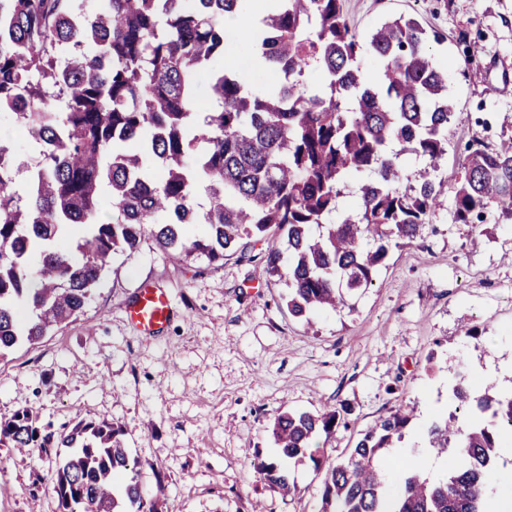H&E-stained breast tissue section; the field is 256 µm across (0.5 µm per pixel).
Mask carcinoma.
<instances>
[{"instance_id": "obj_1", "label": "carcinoma", "mask_w": 512, "mask_h": 512, "mask_svg": "<svg viewBox=\"0 0 512 512\" xmlns=\"http://www.w3.org/2000/svg\"><path fill=\"white\" fill-rule=\"evenodd\" d=\"M273 2L256 51L280 82L261 92L224 68L236 51L224 18H250L249 0H0V112L36 151L26 160L0 137V358L77 320L114 256L147 234L186 263L266 245L288 312L307 321L348 306L392 248L421 236L448 193L453 101L431 49L444 36L400 14L363 37L342 0ZM366 56L380 65L373 82ZM403 153L423 167L406 172ZM352 176L363 177L356 204L338 220ZM494 215L512 219V139L470 148L454 187L455 221L478 229ZM76 227L84 235L63 246ZM451 394L474 417L464 428L439 419L427 440L460 457L437 478L405 472L389 511L383 454L411 419L399 409L341 460L320 455L340 411L281 412L278 457L255 472L288 495L283 462L310 459L323 472L320 512H484L512 392L477 396L459 378ZM0 445L57 457L63 512H160L159 496L127 480L137 462L112 421L52 432L22 411L0 423Z\"/></svg>"}]
</instances>
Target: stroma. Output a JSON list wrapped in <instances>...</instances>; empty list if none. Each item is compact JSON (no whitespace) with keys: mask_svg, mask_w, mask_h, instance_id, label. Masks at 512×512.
<instances>
[{"mask_svg":"<svg viewBox=\"0 0 512 512\" xmlns=\"http://www.w3.org/2000/svg\"><path fill=\"white\" fill-rule=\"evenodd\" d=\"M360 34L388 18L416 17L444 34L436 46L455 101L441 174L455 182L468 144L512 137V0H343ZM167 289L177 316L149 336L125 308L144 283ZM266 271L264 248L207 264L172 262L144 240L114 257L82 316L0 360V421L34 413L61 431L107 419L124 431L145 496L163 512H318L322 474L289 468L284 497L254 475L275 456L266 431L285 410L347 407L327 455L346 457L359 433L403 407L414 410L389 457L422 456L428 476L441 457L422 434L448 400L453 372L483 392L512 388V220L485 231L455 222L445 196L433 229L393 249L372 285L341 312L305 322ZM477 330L466 338L462 327ZM54 459L0 446V512H60Z\"/></svg>","mask_w":512,"mask_h":512,"instance_id":"stroma-1","label":"stroma"}]
</instances>
